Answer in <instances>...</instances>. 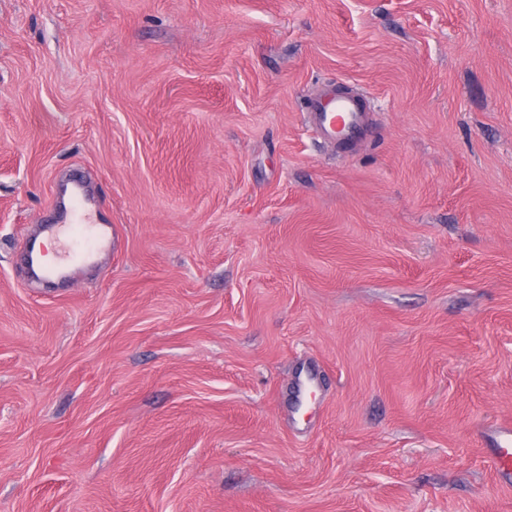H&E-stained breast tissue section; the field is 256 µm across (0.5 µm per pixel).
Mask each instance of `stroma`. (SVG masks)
I'll use <instances>...</instances> for the list:
<instances>
[{
	"label": "stroma",
	"instance_id": "stroma-1",
	"mask_svg": "<svg viewBox=\"0 0 512 512\" xmlns=\"http://www.w3.org/2000/svg\"><path fill=\"white\" fill-rule=\"evenodd\" d=\"M504 421L512 0H0V512H512ZM306 114L314 130L329 143L353 144L366 127L367 113L357 97L333 93L314 100ZM84 213V208L77 204L72 224H47L41 228V233L63 234L60 254L62 268L80 258L84 261L92 259L97 252L105 249L110 243L111 226L84 224ZM494 464L502 480L512 478V427L501 426L494 431Z\"/></svg>",
	"mask_w": 512,
	"mask_h": 512
}]
</instances>
